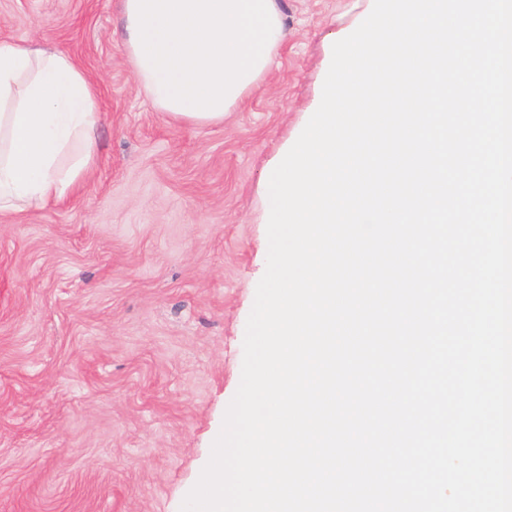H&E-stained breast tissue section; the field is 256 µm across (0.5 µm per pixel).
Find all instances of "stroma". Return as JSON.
Segmentation results:
<instances>
[{"mask_svg":"<svg viewBox=\"0 0 512 512\" xmlns=\"http://www.w3.org/2000/svg\"><path fill=\"white\" fill-rule=\"evenodd\" d=\"M120 3L0 0V41L68 53L101 101L93 173L0 216V512H180L240 384L267 167L371 0H281L277 68L216 126L154 108Z\"/></svg>","mask_w":512,"mask_h":512,"instance_id":"obj_1","label":"stroma"}]
</instances>
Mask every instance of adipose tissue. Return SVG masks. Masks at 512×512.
Here are the masks:
<instances>
[{"mask_svg": "<svg viewBox=\"0 0 512 512\" xmlns=\"http://www.w3.org/2000/svg\"><path fill=\"white\" fill-rule=\"evenodd\" d=\"M123 48L157 109L220 125L269 76L279 0H122ZM98 88L65 52L0 42V213L64 198L96 162Z\"/></svg>", "mask_w": 512, "mask_h": 512, "instance_id": "adipose-tissue-1", "label": "adipose tissue"}]
</instances>
